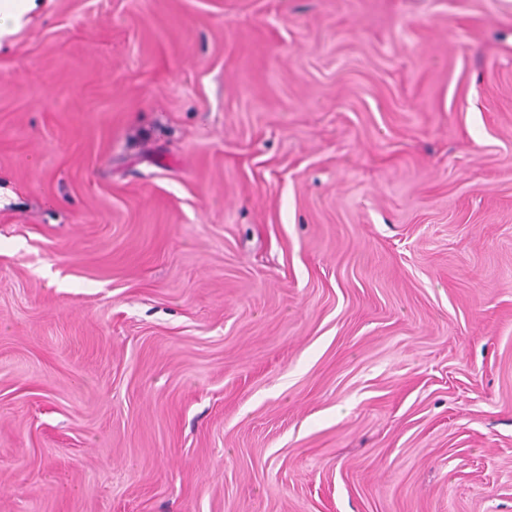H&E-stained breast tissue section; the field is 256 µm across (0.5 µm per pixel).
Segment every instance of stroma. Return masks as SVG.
Returning a JSON list of instances; mask_svg holds the SVG:
<instances>
[{
  "label": "stroma",
  "instance_id": "1",
  "mask_svg": "<svg viewBox=\"0 0 512 512\" xmlns=\"http://www.w3.org/2000/svg\"><path fill=\"white\" fill-rule=\"evenodd\" d=\"M0 512H512V0L1 36Z\"/></svg>",
  "mask_w": 512,
  "mask_h": 512
}]
</instances>
